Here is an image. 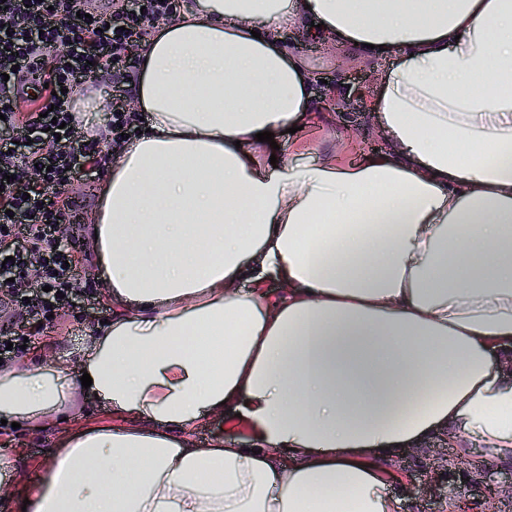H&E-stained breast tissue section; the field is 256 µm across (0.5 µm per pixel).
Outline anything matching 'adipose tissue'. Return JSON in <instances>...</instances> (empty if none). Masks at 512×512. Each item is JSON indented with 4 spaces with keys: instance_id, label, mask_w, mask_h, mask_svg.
Segmentation results:
<instances>
[{
    "instance_id": "obj_1",
    "label": "adipose tissue",
    "mask_w": 512,
    "mask_h": 512,
    "mask_svg": "<svg viewBox=\"0 0 512 512\" xmlns=\"http://www.w3.org/2000/svg\"><path fill=\"white\" fill-rule=\"evenodd\" d=\"M290 28L396 55L383 151L265 159L257 133L315 119ZM138 69L148 130L90 230L112 303L76 349L93 383L0 368V420L93 395L121 423L60 439L6 512H402L399 449L476 435L512 462V0H180ZM272 273L276 299L236 289ZM214 414L244 434L193 447Z\"/></svg>"
}]
</instances>
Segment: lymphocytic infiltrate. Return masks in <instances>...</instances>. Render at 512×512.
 <instances>
[{"instance_id":"lymphocytic-infiltrate-1","label":"lymphocytic infiltrate","mask_w":512,"mask_h":512,"mask_svg":"<svg viewBox=\"0 0 512 512\" xmlns=\"http://www.w3.org/2000/svg\"><path fill=\"white\" fill-rule=\"evenodd\" d=\"M81 2L0 0V262L14 275L0 282V311L19 310L31 324L70 307L78 288L75 254L54 235L72 212L63 187L83 169H102L101 139L124 144L138 119L116 105L104 132L93 134L84 131L74 100L88 80L105 75L113 91L132 93L129 53L170 17L174 0H139L143 12L113 24L103 13L82 17ZM16 66L49 85L37 111L18 110L20 95L7 78Z\"/></svg>"}]
</instances>
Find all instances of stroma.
<instances>
[{
	"instance_id": "obj_1",
	"label": "stroma",
	"mask_w": 512,
	"mask_h": 512,
	"mask_svg": "<svg viewBox=\"0 0 512 512\" xmlns=\"http://www.w3.org/2000/svg\"><path fill=\"white\" fill-rule=\"evenodd\" d=\"M288 48L301 53L313 69L319 84L316 105L322 118L318 131L309 141L313 148L352 145L363 148L385 146V134L380 117L373 110L379 88V76L390 67V59L369 60L352 49L330 43H309L298 39V33L289 29L283 33ZM65 195L77 213L71 226V246L81 258L79 283L82 291L91 293L93 305H81L58 311L52 317V327L44 329L34 339V346L54 342L56 348L47 353V360L65 365L69 374L78 368L71 356L80 340L94 332L100 321L110 318L112 308L106 300V290L94 266V255L85 243L86 232L98 205L96 192L86 181L76 179L66 186ZM107 418L92 399H85L81 411L67 423L35 432L26 428H12L0 424V455H19L24 465L17 476L19 482L35 485L45 468L48 451L67 433L91 424L106 423Z\"/></svg>"
}]
</instances>
